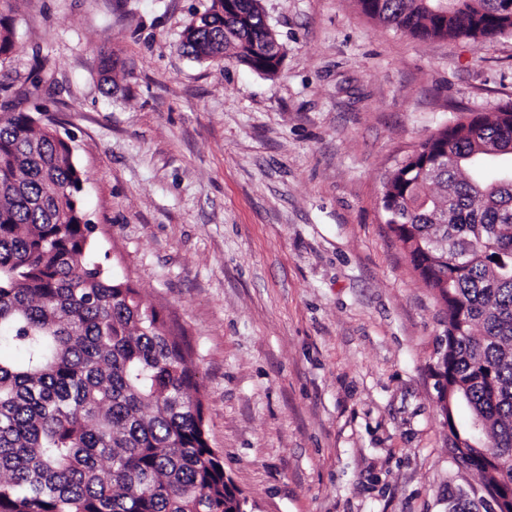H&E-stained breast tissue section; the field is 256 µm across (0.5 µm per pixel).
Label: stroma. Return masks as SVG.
<instances>
[{
    "instance_id": "obj_1",
    "label": "stroma",
    "mask_w": 512,
    "mask_h": 512,
    "mask_svg": "<svg viewBox=\"0 0 512 512\" xmlns=\"http://www.w3.org/2000/svg\"><path fill=\"white\" fill-rule=\"evenodd\" d=\"M260 3L273 79L181 52L211 0H11L0 83L71 145L113 272L184 331L253 512H473L437 403L442 313L381 197L429 135L512 102V34L419 41L357 0Z\"/></svg>"
}]
</instances>
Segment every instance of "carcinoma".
<instances>
[{
	"instance_id": "obj_1",
	"label": "carcinoma",
	"mask_w": 512,
	"mask_h": 512,
	"mask_svg": "<svg viewBox=\"0 0 512 512\" xmlns=\"http://www.w3.org/2000/svg\"><path fill=\"white\" fill-rule=\"evenodd\" d=\"M416 39L512 33L504 0H359ZM259 0L192 20L183 53L267 77L285 52ZM0 11V62L14 46ZM383 185L386 224L443 308L448 447L512 485V103L437 130ZM84 172L55 128L0 114V512H233L190 349L100 260ZM499 260H494V257ZM468 419L459 424V409ZM481 423L479 436L470 423Z\"/></svg>"
}]
</instances>
